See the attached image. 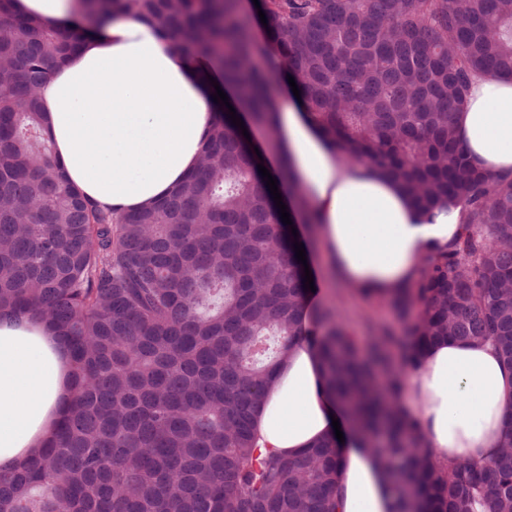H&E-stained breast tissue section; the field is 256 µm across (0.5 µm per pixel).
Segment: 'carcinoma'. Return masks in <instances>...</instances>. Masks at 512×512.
Wrapping results in <instances>:
<instances>
[{"label":"carcinoma","instance_id":"carcinoma-1","mask_svg":"<svg viewBox=\"0 0 512 512\" xmlns=\"http://www.w3.org/2000/svg\"><path fill=\"white\" fill-rule=\"evenodd\" d=\"M0 0V316L34 314L71 349L75 391L45 448L0 469V512H336L338 444L261 456L251 425L272 368L300 336L304 267L258 171L278 149L274 82L348 163L379 166L417 206L466 207L454 243L386 300L398 326L363 338L319 308L330 388L398 476L401 512L512 509V422L498 455L443 468L397 410L391 347L420 367L444 339H492L512 365V178L471 165L453 112L471 77L512 75V0H137L191 57L224 64L254 151L229 114L198 167L152 207L114 218L73 188L43 138L39 88L75 47ZM98 17L128 0H96Z\"/></svg>","mask_w":512,"mask_h":512}]
</instances>
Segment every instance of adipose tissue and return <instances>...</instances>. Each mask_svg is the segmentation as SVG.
<instances>
[{
  "label": "adipose tissue",
  "instance_id": "adipose-tissue-1",
  "mask_svg": "<svg viewBox=\"0 0 512 512\" xmlns=\"http://www.w3.org/2000/svg\"><path fill=\"white\" fill-rule=\"evenodd\" d=\"M90 0H14L13 9L66 27L77 49L40 88L42 126L68 181L121 216L152 206L195 170L221 109L216 60L179 53L159 23L131 13L85 25ZM280 154L293 165L294 189L319 222L313 276L323 260L363 297L389 298L412 287L421 259L446 248L463 208L420 213L402 184L376 166L345 165L306 118L300 104L278 107ZM470 163L488 175L512 176V75L475 74L454 114ZM54 327L38 317H0V467L43 448L70 405V367ZM399 407L421 425L443 466L485 463L498 452L512 413V368L492 341L445 340L425 352L421 368L403 371ZM261 452L294 455L343 434L337 512H397L392 479L325 380L313 341L289 351L269 380L253 417Z\"/></svg>",
  "mask_w": 512,
  "mask_h": 512
}]
</instances>
